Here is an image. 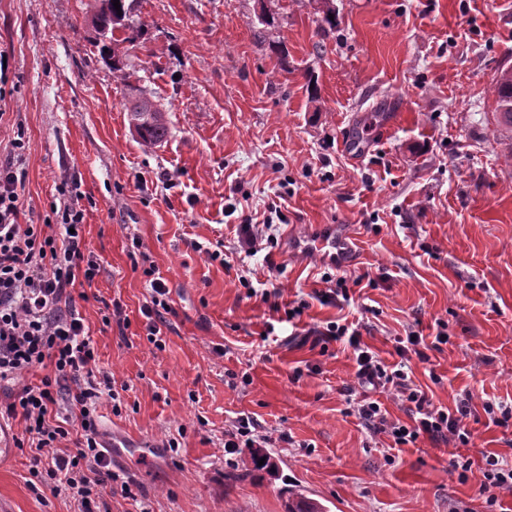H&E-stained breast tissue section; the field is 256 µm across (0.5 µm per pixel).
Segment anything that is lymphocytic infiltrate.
<instances>
[{
    "label": "lymphocytic infiltrate",
    "instance_id": "1",
    "mask_svg": "<svg viewBox=\"0 0 512 512\" xmlns=\"http://www.w3.org/2000/svg\"><path fill=\"white\" fill-rule=\"evenodd\" d=\"M24 148V139L17 137L0 155V382L47 361L53 363L56 375L24 385L4 413L25 424L27 442L35 450L29 467L32 480L50 478L51 492L72 496L76 512H104L103 487L119 483L125 496L130 488L119 482L98 440L97 410L114 396L112 378L98 366L94 343L70 293L75 285L92 284L99 266L85 254L84 213L75 206L54 207L35 221L20 223ZM145 275L152 293L143 314L149 320L147 336L157 343L174 308L163 277L151 268ZM314 336L324 343L347 342L352 349L357 383L363 389L355 410L374 432L386 434L398 446L416 443L422 436L456 448L469 444L468 400H461L452 411L435 406L425 391L413 387L407 372L380 360L363 342L359 329L332 321ZM60 379L74 387L75 419L60 420L52 414L54 387ZM369 386L383 388L407 403L410 422L388 418L380 401L366 394ZM67 439L72 440L74 452L60 451V443Z\"/></svg>",
    "mask_w": 512,
    "mask_h": 512
}]
</instances>
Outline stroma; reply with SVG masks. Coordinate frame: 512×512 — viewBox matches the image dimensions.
<instances>
[{
    "label": "stroma",
    "instance_id": "35a3bbf8",
    "mask_svg": "<svg viewBox=\"0 0 512 512\" xmlns=\"http://www.w3.org/2000/svg\"><path fill=\"white\" fill-rule=\"evenodd\" d=\"M94 2L0 0L15 86L0 140L24 134V218L54 202L85 213L100 272L71 294L117 395L98 423L142 442L110 454L132 495L104 493L109 512H285L292 488L327 512H487L477 462L512 464V427L483 409L512 405V126L490 93L512 69V0H333L328 33L318 0H136L146 28L121 46L124 83L96 44ZM133 86L168 115L161 146L128 127ZM67 180L81 198L60 193ZM273 209L287 217L277 246L246 256L242 216ZM327 224L359 245L335 271L342 308L319 300L325 267L306 250ZM199 243L223 244L228 266ZM152 266L176 310L158 346L142 314ZM113 302L126 324L104 323ZM341 316L390 365L397 338L445 331L407 372L435 405L470 396L467 447L398 448L353 414L350 350L311 335ZM242 415L267 435L272 472L240 477L249 446L225 453ZM31 455L0 462V502L75 512L29 488Z\"/></svg>",
    "mask_w": 512,
    "mask_h": 512
}]
</instances>
